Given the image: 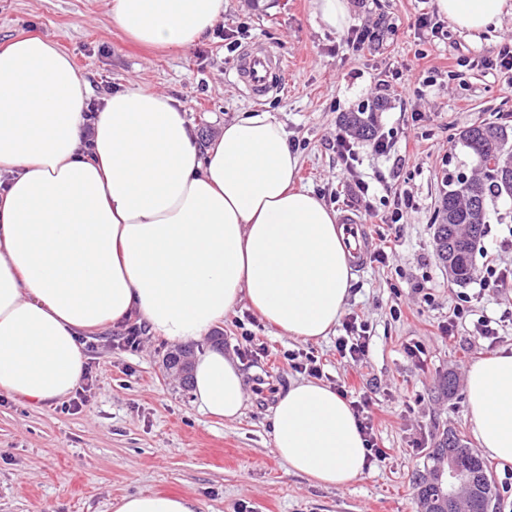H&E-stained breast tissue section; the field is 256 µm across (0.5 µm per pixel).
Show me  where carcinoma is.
<instances>
[{"label": "carcinoma", "mask_w": 512, "mask_h": 512, "mask_svg": "<svg viewBox=\"0 0 512 512\" xmlns=\"http://www.w3.org/2000/svg\"><path fill=\"white\" fill-rule=\"evenodd\" d=\"M382 107L376 103L370 112H346L342 115L343 124L362 139H371L378 132L376 111ZM460 144L467 149L484 168L490 160H498L499 152L512 153L506 129L493 123L473 125L459 137ZM512 188V172L498 181L473 177L470 181L461 179L448 182V191L440 200L445 214L443 223L436 225L434 243L439 259L448 263L453 259L455 273L453 281L465 283L474 274L472 258L484 234V224L472 223L471 198H476L482 214H487L489 205L508 198ZM454 445L465 448L464 440L454 430H446L435 443L429 454L432 465L429 477L418 488L417 500L420 512H448V497L439 484V472L447 467L448 448ZM462 464L467 471L470 490V512H487L496 498L493 484L485 463L472 451L462 455Z\"/></svg>", "instance_id": "carcinoma-1"}]
</instances>
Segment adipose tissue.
Returning a JSON list of instances; mask_svg holds the SVG:
<instances>
[{"label": "adipose tissue", "instance_id": "1", "mask_svg": "<svg viewBox=\"0 0 512 512\" xmlns=\"http://www.w3.org/2000/svg\"><path fill=\"white\" fill-rule=\"evenodd\" d=\"M225 0H107L146 46L188 48L224 19ZM506 0H436L453 28L478 33ZM87 83L40 35L0 47V395L34 404L81 382L80 336L138 317L171 342L202 339L240 303L279 335H329L354 276L336 215L297 187L299 158L267 113L243 115L200 148L181 102L137 85L86 121ZM93 136H86V125ZM468 418L482 453L512 465V348L475 360ZM194 402L236 420L239 364L217 350L193 360ZM272 444L289 470L341 489L366 468L348 402L315 380L276 397ZM113 512H199L196 500L126 495Z\"/></svg>", "mask_w": 512, "mask_h": 512}]
</instances>
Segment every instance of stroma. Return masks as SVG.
<instances>
[{
	"mask_svg": "<svg viewBox=\"0 0 512 512\" xmlns=\"http://www.w3.org/2000/svg\"><path fill=\"white\" fill-rule=\"evenodd\" d=\"M350 4L347 30L335 32L314 16L311 0H226L227 28H249L239 46L260 41L288 59L284 91L257 104L225 81L238 55L217 35L189 48L147 49L112 22L106 0H0V46L27 33L56 42L96 99L132 84L165 92L185 105L201 146L241 113H268L297 148L302 185L337 214L361 219L371 248L391 249L388 264L370 261L356 273L347 301V312L371 332L361 361L340 359L335 336L304 343L277 335L261 319L251 331L266 354L244 356L239 325L252 314L244 302L203 339L188 342L192 354L219 348L238 360L246 403L234 421L200 411L190 386L168 369L178 344L146 332L139 348L123 347L122 323L83 336L86 373L67 398L35 405L0 397V512H112L114 500L148 492L193 498L200 512H416L417 483L443 430L476 448L464 388L449 397L440 384L450 375L461 383L474 360L512 347V282L453 283L434 231L446 177L476 170L458 142L461 132L480 122L512 132L505 77L480 62L512 41V5L481 33L449 27L432 38L413 20L436 15L434 0ZM363 27L380 39L359 52L347 32ZM415 87L421 94L413 98L408 91ZM373 101L382 102L380 130L396 145L381 156L360 141L356 175L368 180L383 172L413 195L415 209L395 227L381 222L392 209L384 194L375 195L370 216L356 203L333 147L341 115ZM416 112L421 120H413ZM491 258L512 270V200L490 207L475 268ZM460 303L469 316L455 336L444 335L439 325ZM486 317L496 323V341L475 329ZM414 344L422 359L407 356ZM298 349L318 357L322 382L356 387L375 404L374 439L387 454L346 488L315 485L273 453L275 395L300 377L284 354Z\"/></svg>",
	"mask_w": 512,
	"mask_h": 512,
	"instance_id": "stroma-1",
	"label": "stroma"
}]
</instances>
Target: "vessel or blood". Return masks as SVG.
I'll return each mask as SVG.
<instances>
[{
	"instance_id": "1",
	"label": "vessel or blood",
	"mask_w": 512,
	"mask_h": 512,
	"mask_svg": "<svg viewBox=\"0 0 512 512\" xmlns=\"http://www.w3.org/2000/svg\"><path fill=\"white\" fill-rule=\"evenodd\" d=\"M287 72L285 56L270 46L259 44L243 51L232 78L258 103L272 90L281 88Z\"/></svg>"
}]
</instances>
